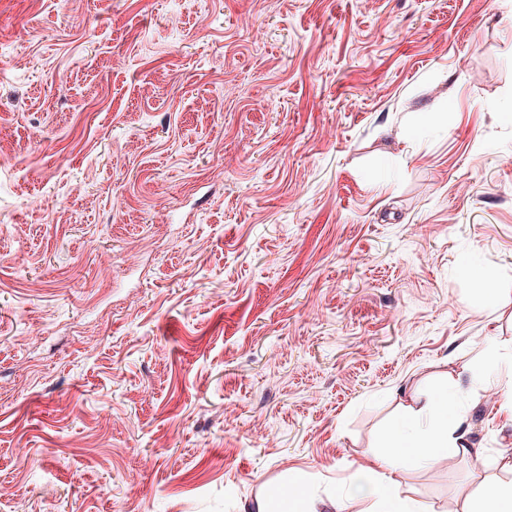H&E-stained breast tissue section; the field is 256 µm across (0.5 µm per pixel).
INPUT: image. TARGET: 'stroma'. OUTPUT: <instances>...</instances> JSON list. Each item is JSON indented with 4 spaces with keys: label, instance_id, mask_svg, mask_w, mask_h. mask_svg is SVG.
Returning a JSON list of instances; mask_svg holds the SVG:
<instances>
[{
    "label": "stroma",
    "instance_id": "35a3bbf8",
    "mask_svg": "<svg viewBox=\"0 0 512 512\" xmlns=\"http://www.w3.org/2000/svg\"><path fill=\"white\" fill-rule=\"evenodd\" d=\"M490 359L512 0H0V512H320L447 388L479 459L394 479L471 512ZM306 489L297 483H289L277 499L273 502L266 499L257 503V512H301L300 505L307 499Z\"/></svg>",
    "mask_w": 512,
    "mask_h": 512
}]
</instances>
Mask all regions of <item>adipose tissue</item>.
Masks as SVG:
<instances>
[{
  "instance_id": "obj_1",
  "label": "adipose tissue",
  "mask_w": 512,
  "mask_h": 512,
  "mask_svg": "<svg viewBox=\"0 0 512 512\" xmlns=\"http://www.w3.org/2000/svg\"><path fill=\"white\" fill-rule=\"evenodd\" d=\"M464 420L458 395L451 389L433 394L420 407H406L387 440L367 449L369 463L359 469L357 492L375 500L376 512H412L393 479L395 471L409 460L433 465L452 451L468 454L460 432Z\"/></svg>"
}]
</instances>
